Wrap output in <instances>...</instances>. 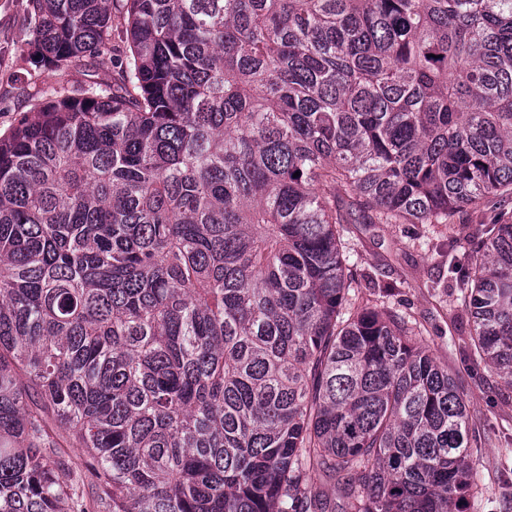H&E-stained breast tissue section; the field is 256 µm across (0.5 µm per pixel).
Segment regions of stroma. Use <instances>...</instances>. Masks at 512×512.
Wrapping results in <instances>:
<instances>
[{"mask_svg": "<svg viewBox=\"0 0 512 512\" xmlns=\"http://www.w3.org/2000/svg\"><path fill=\"white\" fill-rule=\"evenodd\" d=\"M112 50L67 70L37 64L30 56L32 0H0V135L9 133L47 90L85 82L119 84L126 70L120 6L112 8ZM511 201L483 200L442 224H355L347 236L360 295L385 302L416 325L417 341L454 375L482 440L472 451L473 485L468 512H512V387L468 351L470 322L457 311L459 283L449 265L466 268L474 237Z\"/></svg>", "mask_w": 512, "mask_h": 512, "instance_id": "1", "label": "stroma"}]
</instances>
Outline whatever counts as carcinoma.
<instances>
[{
  "label": "carcinoma",
  "mask_w": 512,
  "mask_h": 512,
  "mask_svg": "<svg viewBox=\"0 0 512 512\" xmlns=\"http://www.w3.org/2000/svg\"><path fill=\"white\" fill-rule=\"evenodd\" d=\"M112 2L37 0L34 55L111 51ZM122 10L123 85L0 136V512H326L324 479L343 512H465V401L354 301L336 188L369 224L512 196V0ZM462 288L512 386L511 212Z\"/></svg>",
  "instance_id": "1"
}]
</instances>
